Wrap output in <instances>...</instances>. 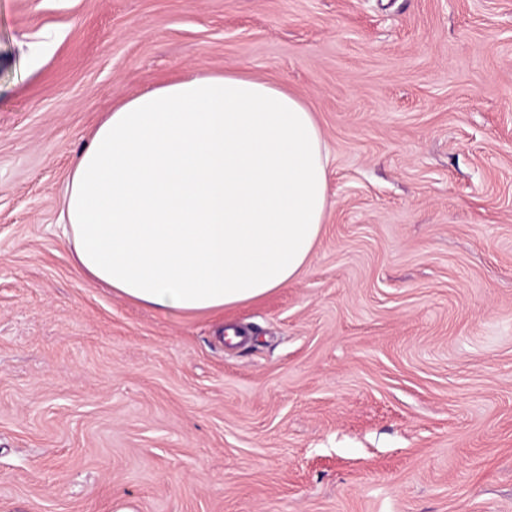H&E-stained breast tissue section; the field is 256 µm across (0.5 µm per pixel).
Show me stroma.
Instances as JSON below:
<instances>
[{
  "label": "stroma",
  "instance_id": "1",
  "mask_svg": "<svg viewBox=\"0 0 512 512\" xmlns=\"http://www.w3.org/2000/svg\"><path fill=\"white\" fill-rule=\"evenodd\" d=\"M227 70L314 113L327 218L174 316L78 270L64 183ZM0 512H512V0H0Z\"/></svg>",
  "mask_w": 512,
  "mask_h": 512
}]
</instances>
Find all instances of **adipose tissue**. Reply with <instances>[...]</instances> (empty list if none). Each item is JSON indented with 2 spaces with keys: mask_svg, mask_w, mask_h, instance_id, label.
Here are the masks:
<instances>
[{
  "mask_svg": "<svg viewBox=\"0 0 512 512\" xmlns=\"http://www.w3.org/2000/svg\"><path fill=\"white\" fill-rule=\"evenodd\" d=\"M313 112L280 86L187 76L113 107L76 156L62 233L90 277L175 313L285 287L327 216Z\"/></svg>",
  "mask_w": 512,
  "mask_h": 512,
  "instance_id": "ef3b65f1",
  "label": "adipose tissue"
}]
</instances>
